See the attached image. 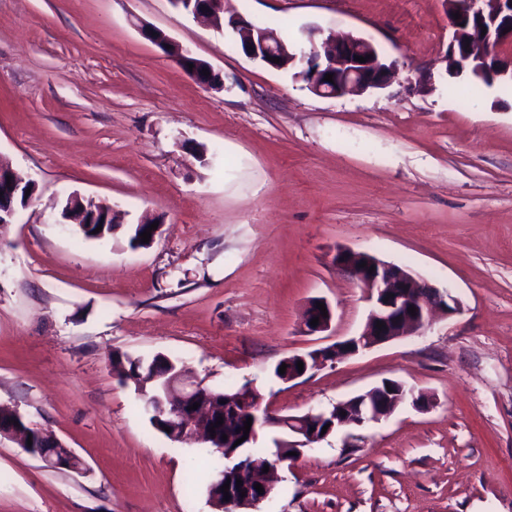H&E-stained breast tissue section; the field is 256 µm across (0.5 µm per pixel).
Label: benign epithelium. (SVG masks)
<instances>
[{
    "mask_svg": "<svg viewBox=\"0 0 512 512\" xmlns=\"http://www.w3.org/2000/svg\"><path fill=\"white\" fill-rule=\"evenodd\" d=\"M196 3L192 13L210 20L214 24L227 21L245 45L247 57L260 60L275 69L295 66V76L305 81L309 89L321 97L337 98L346 95L364 93L369 90L384 89L389 85L393 63L380 53L370 40L347 35L341 38L321 37V31L310 28L306 31L311 48L298 54L287 43L281 41L271 30L259 28L240 16L224 17V0H171L179 6L182 2ZM452 28V38L444 55L446 71L457 76L470 70L476 77L512 81V0H443ZM460 14L456 19L453 14ZM144 35L167 54L181 61L188 58L179 47L163 32L152 28L144 29ZM366 58L360 63L355 57ZM280 62H273V58ZM328 74L333 81L324 80ZM35 184L24 179L12 165L0 157V224H10L15 217L13 207H4L5 202L24 200L30 204L33 195H25V190L34 189ZM366 266H359V262ZM338 268L355 280L366 294L370 303L369 312L363 331L348 339L318 348L314 353L316 363L308 364V357L297 355L304 364L303 372L288 370L286 381L303 377L304 374L317 370L331 361H340L354 356L361 351L401 339L405 336L420 334L429 329L438 318L452 316L460 310V304L450 291H442L425 279L413 276L402 267L383 261L376 256L351 249H339L334 256ZM374 271H369V268ZM319 300L308 304L303 318V326L310 335L322 334L331 329L333 310L325 305L327 316H322L317 308ZM416 308V315L408 311ZM319 318L316 326L310 325L313 318ZM384 327H377V322ZM380 392L375 400L368 403L363 412L350 418L341 415L347 410L344 402L334 404L335 410H311L304 416L277 415L261 405L257 390L235 401L223 405L220 415H215L212 396L201 382L177 372L161 388V395L150 400L157 412L168 418V425L173 433L181 434L187 440L202 442L216 441L220 432L210 434V428L216 426L218 417H227L228 412L238 411L244 407L252 417L248 439L258 438L259 430L265 427H285L294 437L289 446L302 453L303 449L322 441L345 428L361 427L368 422H376L390 417L397 407L408 401L419 410L425 411L432 406L433 399L425 392L418 394L406 388L402 383L387 381L379 385ZM198 404L195 410L190 409ZM335 417H330V413ZM332 418L326 433L321 427L326 418ZM315 431H310V428ZM29 432L16 421L7 422L0 419V439H13L21 446L29 447L30 453L37 456L51 468L68 469L80 472L85 463L72 450L59 457L54 452L42 449L37 442L27 445ZM285 462L277 458L272 462L254 460L250 456H238L224 469L217 471L213 477V486L222 487L230 483V499L223 502V512H237L245 507L253 508L266 499L273 490L272 481L263 472L264 466L274 469ZM242 480V486H236V480ZM262 485L264 492H256L254 484Z\"/></svg>",
    "mask_w": 512,
    "mask_h": 512,
    "instance_id": "7a95c632",
    "label": "benign epithelium"
}]
</instances>
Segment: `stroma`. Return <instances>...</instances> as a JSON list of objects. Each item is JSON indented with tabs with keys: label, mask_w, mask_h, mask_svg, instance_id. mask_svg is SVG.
<instances>
[{
	"label": "stroma",
	"mask_w": 512,
	"mask_h": 512,
	"mask_svg": "<svg viewBox=\"0 0 512 512\" xmlns=\"http://www.w3.org/2000/svg\"><path fill=\"white\" fill-rule=\"evenodd\" d=\"M296 52L307 28L372 40L392 84L315 95L172 0H0V156L36 186L0 227V405L86 474L0 441V512H214L215 462L168 440L108 355L162 354L213 389L253 382L280 415L384 380L433 405L334 434L280 466L253 512H512V88L448 77L442 0H224ZM219 73L198 85L143 33ZM111 204L108 241L53 223ZM162 224L148 248L133 225ZM366 252L449 289L459 313L290 381L284 357L358 334ZM326 299L329 333L303 312ZM152 32H155V36H152ZM144 35L148 37L154 44H156L158 47H160L163 51H165L170 56L174 57L177 61H182L183 59H186L189 57L185 65L183 66L186 69H189V64H191L190 55L184 54L179 47L163 32L154 29V28H145L144 29ZM166 45H170L171 49H167ZM196 58V57H193ZM317 303H324L327 310V317L321 315V311L317 308ZM319 317V323L317 326H311L310 322L313 318ZM333 321V310L329 303L323 299L312 300L307 307L303 318V326L306 333L310 335L322 334L328 332L331 329Z\"/></svg>",
	"instance_id": "obj_1"
}]
</instances>
